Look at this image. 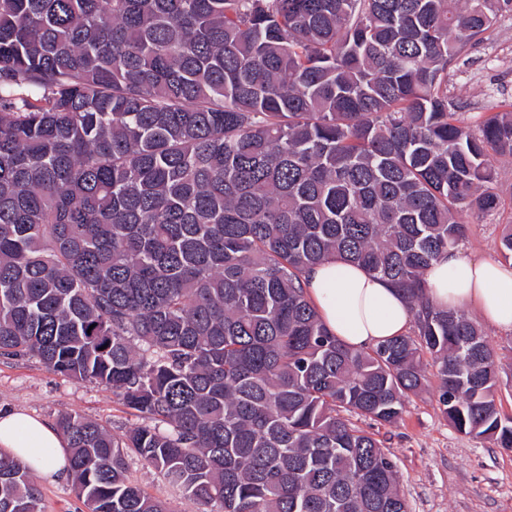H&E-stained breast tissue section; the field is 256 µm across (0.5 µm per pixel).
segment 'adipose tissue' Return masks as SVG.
I'll use <instances>...</instances> for the list:
<instances>
[{
  "label": "adipose tissue",
  "mask_w": 512,
  "mask_h": 512,
  "mask_svg": "<svg viewBox=\"0 0 512 512\" xmlns=\"http://www.w3.org/2000/svg\"><path fill=\"white\" fill-rule=\"evenodd\" d=\"M429 296L441 308L469 310L512 332V262H490L453 251L427 275ZM307 295L329 330L361 348L406 334L412 315L402 293L361 267L330 258L306 275ZM67 442L53 424L24 412L0 415V454L21 460L49 479L67 467Z\"/></svg>",
  "instance_id": "1"
}]
</instances>
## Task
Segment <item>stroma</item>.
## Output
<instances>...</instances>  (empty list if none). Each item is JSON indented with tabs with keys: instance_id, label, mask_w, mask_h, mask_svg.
Instances as JSON below:
<instances>
[{
	"instance_id": "1",
	"label": "stroma",
	"mask_w": 512,
	"mask_h": 512,
	"mask_svg": "<svg viewBox=\"0 0 512 512\" xmlns=\"http://www.w3.org/2000/svg\"><path fill=\"white\" fill-rule=\"evenodd\" d=\"M448 94L460 120L474 124L484 112L512 103V14L498 18L481 41L469 46L449 69ZM495 190L503 200L494 216L468 226L462 247L478 259L498 260L500 227L512 224V157L495 156ZM16 409L49 422L75 413L107 424L114 433L143 425L111 389L76 381L47 368L35 357L0 355V410ZM398 471L409 512H512V452L483 438L456 431L441 414L432 389L410 396L401 420L382 429ZM130 473L168 512H196L195 505L139 458ZM42 512H85L71 481L37 478Z\"/></svg>"
}]
</instances>
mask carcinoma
I'll return each mask as SVG.
<instances>
[{
	"label": "carcinoma",
	"mask_w": 512,
	"mask_h": 512,
	"mask_svg": "<svg viewBox=\"0 0 512 512\" xmlns=\"http://www.w3.org/2000/svg\"><path fill=\"white\" fill-rule=\"evenodd\" d=\"M512 0H0V355L154 422L64 414L87 512H166L134 454L221 512H408L380 429L436 368L460 433L512 451L491 339L425 275L502 205L512 110L448 70ZM500 257L512 259V224ZM336 257L414 334L352 348L306 293ZM365 418L371 428L358 426ZM0 456V512H41Z\"/></svg>",
	"instance_id": "cac0c4a2"
}]
</instances>
